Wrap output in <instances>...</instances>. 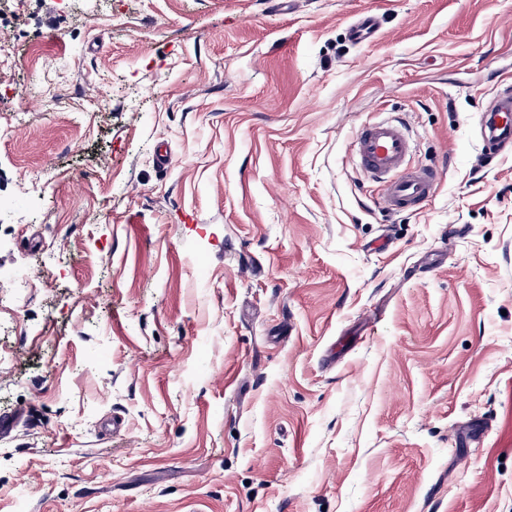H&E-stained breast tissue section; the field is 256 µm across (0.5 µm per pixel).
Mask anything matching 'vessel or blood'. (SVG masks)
I'll list each match as a JSON object with an SVG mask.
<instances>
[{"instance_id":"vessel-or-blood-1","label":"vessel or blood","mask_w":512,"mask_h":512,"mask_svg":"<svg viewBox=\"0 0 512 512\" xmlns=\"http://www.w3.org/2000/svg\"><path fill=\"white\" fill-rule=\"evenodd\" d=\"M379 31V16L366 12L350 23L348 35L353 44L363 45L372 42ZM480 125L483 147L476 163L482 166L512 145V89H503L490 100ZM355 146L361 170L378 187V205L388 213L421 208L432 198L445 172L440 164H411L412 143L397 120L360 126Z\"/></svg>"}]
</instances>
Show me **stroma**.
I'll list each match as a JSON object with an SVG mask.
<instances>
[{
	"mask_svg": "<svg viewBox=\"0 0 512 512\" xmlns=\"http://www.w3.org/2000/svg\"><path fill=\"white\" fill-rule=\"evenodd\" d=\"M4 49L0 512H512V0H0ZM380 31V18L376 13L365 12L358 15L349 25L348 35L355 45L372 42ZM480 125L484 141L476 164L484 166L512 145V89L505 88L490 100L481 113ZM355 146L361 170L377 184L378 205L388 213L420 209L445 172L442 164H410L412 143L397 120L360 126Z\"/></svg>",
	"mask_w": 512,
	"mask_h": 512,
	"instance_id": "1",
	"label": "stroma"
}]
</instances>
